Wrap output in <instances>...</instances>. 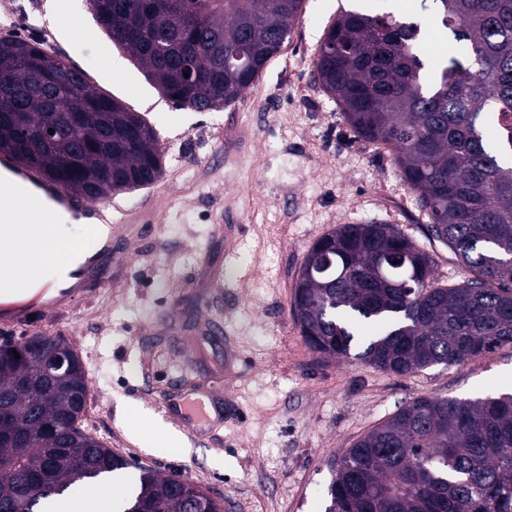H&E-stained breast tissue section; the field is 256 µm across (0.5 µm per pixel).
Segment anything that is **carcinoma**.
Segmentation results:
<instances>
[{"mask_svg": "<svg viewBox=\"0 0 512 512\" xmlns=\"http://www.w3.org/2000/svg\"><path fill=\"white\" fill-rule=\"evenodd\" d=\"M115 47L179 106L220 111L243 98L289 38L303 0H87ZM447 31L432 57L422 24L388 11L342 10L316 52L314 81L359 138L392 153L427 237L469 277L434 281L435 260L384 223L338 224L308 250L292 309L306 345L406 376L512 346V0H431ZM190 73L184 77V73ZM0 157L69 191L107 197L155 182V129L32 38L0 36ZM95 122L45 143L50 120ZM73 355L52 387L43 352ZM19 358H14V354ZM87 385L57 336L0 346V512H45L77 480L104 482L132 463L82 427ZM324 512H512V393L418 397L331 464ZM224 512L200 487L140 470L114 512Z\"/></svg>", "mask_w": 512, "mask_h": 512, "instance_id": "carcinoma-1", "label": "carcinoma"}]
</instances>
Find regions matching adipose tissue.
Here are the masks:
<instances>
[{
  "label": "adipose tissue",
  "instance_id": "obj_1",
  "mask_svg": "<svg viewBox=\"0 0 512 512\" xmlns=\"http://www.w3.org/2000/svg\"><path fill=\"white\" fill-rule=\"evenodd\" d=\"M85 254L81 238L63 232L58 225H48L39 242L8 263L21 281L22 289L17 292V299L31 297L48 285L53 276H66ZM112 497L110 485L78 482L63 499L58 500L57 512H112Z\"/></svg>",
  "mask_w": 512,
  "mask_h": 512
}]
</instances>
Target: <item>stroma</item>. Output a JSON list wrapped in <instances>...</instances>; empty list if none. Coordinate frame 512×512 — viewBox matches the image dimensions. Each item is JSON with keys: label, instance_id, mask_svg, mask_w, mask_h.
I'll list each match as a JSON object with an SVG mask.
<instances>
[{"label": "stroma", "instance_id": "35a3bbf8", "mask_svg": "<svg viewBox=\"0 0 512 512\" xmlns=\"http://www.w3.org/2000/svg\"><path fill=\"white\" fill-rule=\"evenodd\" d=\"M69 3L83 36L55 31L54 55L138 112L165 153L159 181L114 197L116 283L34 329L78 354L93 436L202 487L225 512H323L331 462L399 406L512 383V346L399 377L320 359L293 318L304 257L339 224L395 225L434 255L440 283L467 277L427 238L428 218L392 155L354 137L313 83L323 33L349 0H304L285 47L244 98L217 112L176 107L100 31L86 0ZM141 210L151 223L128 228L125 212ZM212 319L227 323L229 339L210 335ZM178 379L220 406L223 422L198 441L182 428V447L171 448L141 423L170 427L160 402Z\"/></svg>", "mask_w": 512, "mask_h": 512}]
</instances>
